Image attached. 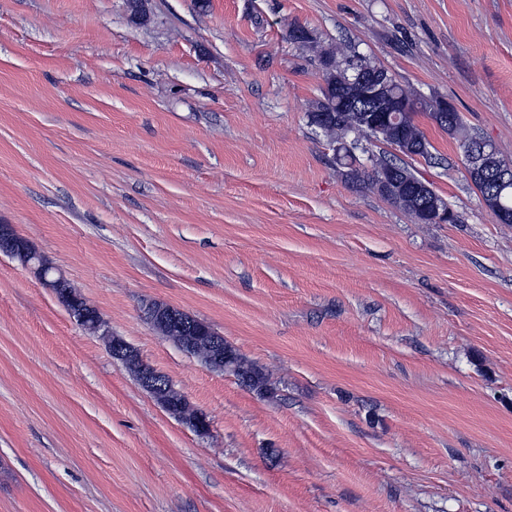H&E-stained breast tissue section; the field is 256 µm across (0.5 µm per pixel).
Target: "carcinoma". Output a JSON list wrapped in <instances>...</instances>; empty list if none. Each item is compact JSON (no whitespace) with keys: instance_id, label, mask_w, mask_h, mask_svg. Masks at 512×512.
<instances>
[{"instance_id":"cac0c4a2","label":"carcinoma","mask_w":512,"mask_h":512,"mask_svg":"<svg viewBox=\"0 0 512 512\" xmlns=\"http://www.w3.org/2000/svg\"><path fill=\"white\" fill-rule=\"evenodd\" d=\"M290 37L296 43L317 50L323 85L320 88V96L309 106L308 119L310 123L322 128L334 143L336 161L342 168L341 174L345 180L352 184L368 185L380 196L400 205L412 218L423 205L427 204V201L442 202L440 195L434 191L424 198L412 192L408 186L398 195L389 197L380 184V177L382 170L392 166V162L378 158L373 161L372 172L368 173L355 155L354 149H356L357 138L362 136L390 145L405 156H430L431 143L416 122V116L423 114L459 142L463 157L466 158L471 145L476 140V135L465 129L456 107L448 101L425 97L393 78L390 93L399 104L400 118L396 124L376 132L362 120V115L374 110V106L371 102L359 97L357 74L363 72L369 76L383 69V66L359 53L351 55L342 65L337 61L339 48L319 47V41L313 32L302 26L293 28ZM438 112L448 113L454 121L447 124L437 121L436 113ZM510 166L512 167V162L502 158L497 147L492 145L484 153L482 173L475 175L469 172L468 176L480 195H494L498 209L512 215V176L502 182L496 179V174L500 170ZM41 261L47 278L52 281V290L58 300L68 311H76L82 316L81 326L84 329L93 334L100 333L103 321L97 310L90 306L76 289L72 288L70 282L56 271L46 257H41ZM156 329L203 363L207 362L213 353L211 327L193 317L188 315L181 317L173 329L168 325L160 324L156 325ZM224 348L230 350L226 365L231 374L238 378H248L252 383V390L260 395L271 393L268 378L261 368L229 344H224ZM168 397L176 405L181 417L188 423L191 424L203 416L202 412L191 408L180 392L172 390Z\"/></svg>"}]
</instances>
